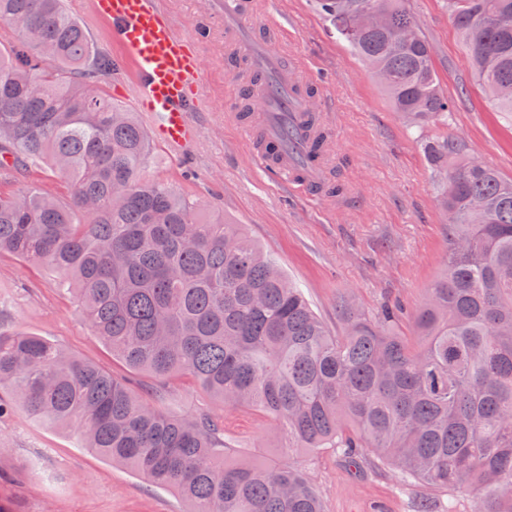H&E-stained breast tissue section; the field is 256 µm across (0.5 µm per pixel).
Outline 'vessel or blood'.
Listing matches in <instances>:
<instances>
[{
  "label": "vessel or blood",
  "mask_w": 512,
  "mask_h": 512,
  "mask_svg": "<svg viewBox=\"0 0 512 512\" xmlns=\"http://www.w3.org/2000/svg\"><path fill=\"white\" fill-rule=\"evenodd\" d=\"M256 6L257 0H213L197 27L205 29L210 18L223 16L227 45L250 71L254 110L238 128L259 170L285 196L317 201L329 170L322 141L325 115L314 112L306 83L271 48L286 34V25L275 20L258 26ZM92 9L110 23L113 41L135 66L134 103L146 112L154 138L173 149L197 141L202 61L188 50L187 37L162 0H92Z\"/></svg>",
  "instance_id": "obj_1"
}]
</instances>
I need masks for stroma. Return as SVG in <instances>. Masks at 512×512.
I'll return each instance as SVG.
<instances>
[{
  "mask_svg": "<svg viewBox=\"0 0 512 512\" xmlns=\"http://www.w3.org/2000/svg\"><path fill=\"white\" fill-rule=\"evenodd\" d=\"M410 7L431 45L443 92L456 105L449 131L464 140L471 156L512 179V114L494 111L477 85L446 0H410ZM282 17L291 29L280 51L306 65L307 82L330 79L316 101L332 114L330 174L343 191L316 202L286 200L263 177L230 117L238 109L244 77L230 65L219 19L196 45L203 63L201 136L184 158L153 144L146 172L170 183L206 214L243 225L332 333L343 332L336 301L346 292L373 314L394 303L414 312L448 252L434 177L414 133L393 112L372 74L331 32L315 0H259L258 24ZM31 186L60 201L70 199L67 184L49 169L0 168V192ZM0 317L9 328L47 337L81 360L129 379L136 389L150 383L147 374L128 370L94 336L75 294L56 288L49 272L8 253L0 254ZM164 407L179 416L223 417L237 456L306 469L326 512L413 510L417 490L402 486L395 470L356 475L332 450L315 456L291 452L262 413L225 408L187 377L167 381ZM187 509L172 492L84 449L72 431L33 422L20 411L0 419V512Z\"/></svg>",
  "mask_w": 512,
  "mask_h": 512,
  "instance_id": "1",
  "label": "stroma"
}]
</instances>
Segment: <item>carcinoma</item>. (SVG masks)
<instances>
[{"label": "carcinoma", "instance_id": "cac0c4a2", "mask_svg": "<svg viewBox=\"0 0 512 512\" xmlns=\"http://www.w3.org/2000/svg\"><path fill=\"white\" fill-rule=\"evenodd\" d=\"M479 85L512 112V0H447ZM418 142L448 215V258L412 318L413 337L340 296L333 336L278 261L238 224L205 215L147 177L150 137L136 112L87 80L111 71L63 0H0L22 49L0 50V155L46 167L70 201L0 192V252L58 275L112 355L156 382L123 380L0 315V415L18 402L39 423L72 426L93 454L186 499L190 512H325L306 471L228 460L224 419L163 408L186 374L234 408L256 409L288 448L361 451L437 492H479L475 512H512V180L446 133L445 97L409 0H317ZM415 512H455L430 495Z\"/></svg>", "mask_w": 512, "mask_h": 512}]
</instances>
